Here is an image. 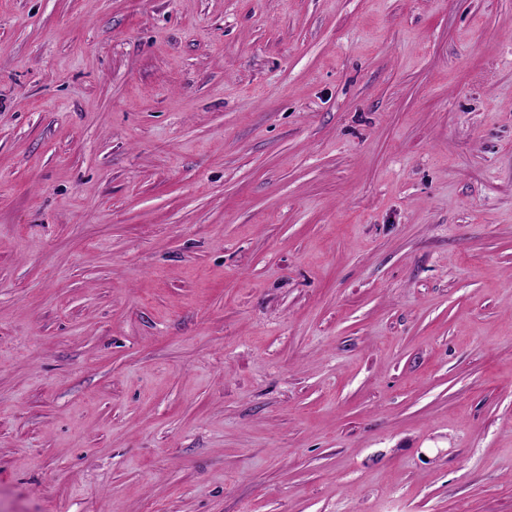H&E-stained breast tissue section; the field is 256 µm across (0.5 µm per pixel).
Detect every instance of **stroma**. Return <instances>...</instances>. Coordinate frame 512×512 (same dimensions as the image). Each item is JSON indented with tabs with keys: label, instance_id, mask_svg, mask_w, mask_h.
Here are the masks:
<instances>
[{
	"label": "stroma",
	"instance_id": "35a3bbf8",
	"mask_svg": "<svg viewBox=\"0 0 512 512\" xmlns=\"http://www.w3.org/2000/svg\"><path fill=\"white\" fill-rule=\"evenodd\" d=\"M0 512H512V0H0Z\"/></svg>",
	"mask_w": 512,
	"mask_h": 512
}]
</instances>
